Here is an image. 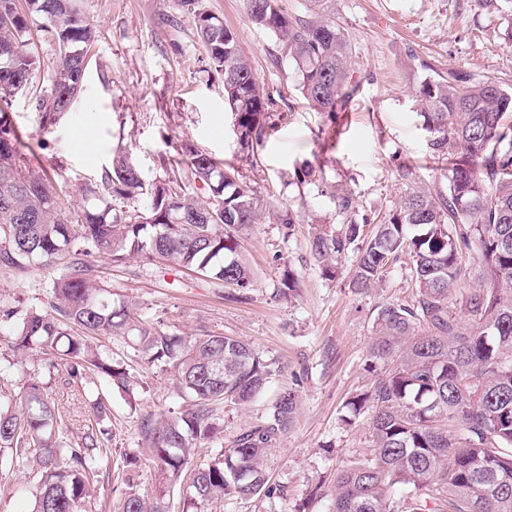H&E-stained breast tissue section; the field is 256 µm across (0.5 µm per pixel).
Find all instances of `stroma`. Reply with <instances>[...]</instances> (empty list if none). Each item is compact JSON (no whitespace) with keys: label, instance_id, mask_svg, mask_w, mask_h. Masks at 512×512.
Returning a JSON list of instances; mask_svg holds the SVG:
<instances>
[{"label":"stroma","instance_id":"1","mask_svg":"<svg viewBox=\"0 0 512 512\" xmlns=\"http://www.w3.org/2000/svg\"><path fill=\"white\" fill-rule=\"evenodd\" d=\"M96 31L84 87L56 123L41 122L24 95L9 111L18 132L21 163L50 177L58 206L69 215L112 208L143 209L144 199L108 193L83 196L80 187L100 182L118 153L128 154L148 183L173 181L206 201L210 191L175 159L183 145L233 167L250 184L264 210L262 223L242 234L239 260L251 286L244 299L233 289L182 270L163 271L138 256L121 264L99 257L92 278L108 285L114 301L133 318L186 336H230L276 359L282 371L248 406L225 404L224 431L197 444L195 461L230 446L247 427L261 424L269 405L294 391L298 411L288 433L266 455L273 497L227 500L204 512H330L337 470L370 453L366 418L346 424V403L368 390L376 373L368 365L377 309L408 304L416 290L408 257L386 272L380 287L355 290L342 257L339 275L323 274L311 251L313 237L339 230L337 190L350 192L361 216L394 209L407 192L400 176L409 167L418 186L446 190L445 162L434 159L415 97L425 78L462 68L512 87V47L502 32L512 25V0L482 9L474 0H336V15L353 46L359 91L349 111L329 120L300 97L294 71L274 36L252 25L243 0H203L205 9L237 32L240 47L272 98L271 123L263 141L245 145L224 106V85L210 68L196 20L181 0H77ZM415 60H408V53ZM311 162L315 175L298 182L294 172ZM302 223L279 221L287 209ZM59 274L33 268L24 277L0 271V297L31 306L44 301ZM295 276L297 288L284 282ZM105 349L125 360L139 380L136 407L107 391L112 407L114 455L137 459L136 480L153 495L158 474L141 440L144 416H167L188 404L172 372L135 356L122 335ZM35 472L29 466L0 467V512H32Z\"/></svg>","mask_w":512,"mask_h":512}]
</instances>
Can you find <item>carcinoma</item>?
I'll list each match as a JSON object with an SVG mask.
<instances>
[{"label": "carcinoma", "instance_id": "1", "mask_svg": "<svg viewBox=\"0 0 512 512\" xmlns=\"http://www.w3.org/2000/svg\"><path fill=\"white\" fill-rule=\"evenodd\" d=\"M244 3L248 19L276 37L301 96L336 122L351 107L358 81L335 0H299L290 11L280 0ZM183 4L192 7L209 62L223 77L224 103L243 140L260 142L271 98L235 30L201 0ZM35 24L59 49L50 92L31 97L32 110L46 121L69 111L80 94L96 35L72 0H26L24 8L19 0H0V270L23 276L33 264L63 267L42 306L0 307L11 323L14 356L0 360V464L35 463L32 512H96L92 491L113 463L127 472L122 512H165L164 500L177 486L182 512L269 496L263 460L294 420L292 391L281 393L262 424L244 429L230 447L194 466L190 457L200 441L220 432L219 406L255 400L281 371L279 363L238 339L182 336L135 321L90 276L93 256L118 264L137 254L246 288L250 274L231 255L237 233L259 223V202L247 183L206 154L187 149L178 159L209 187L204 202L165 183H146L118 155L103 189L123 198L143 195L147 210L114 216L109 208L85 209L72 221L49 180L20 166L19 137L1 108L30 92L38 59L27 42ZM416 98L428 147L448 162L447 192L412 186L371 232L353 222L311 243L326 276L338 272L329 259L353 252L351 284L359 291L378 285L404 253L417 289L410 304L379 307L368 356L391 366L346 403V423L368 415L373 448L336 474L332 512H512V154L498 152L512 137V126L503 123L512 112V87L450 68L422 81ZM466 253L473 254L478 287L465 292ZM118 332L135 337L149 365L174 370L191 400L175 415L142 419L158 473L151 501L134 482L136 459L113 460L111 433L103 427L112 410L97 382L130 399L137 385L125 362L93 345ZM33 352L45 356L48 373L64 368L63 383L88 412L83 431H75L37 379L11 393L15 366Z\"/></svg>", "mask_w": 512, "mask_h": 512}]
</instances>
